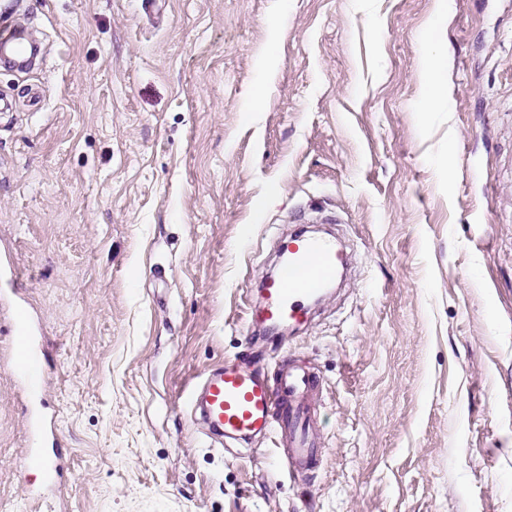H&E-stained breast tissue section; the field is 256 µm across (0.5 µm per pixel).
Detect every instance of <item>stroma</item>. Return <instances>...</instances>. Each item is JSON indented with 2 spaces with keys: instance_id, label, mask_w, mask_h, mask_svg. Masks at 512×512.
Returning a JSON list of instances; mask_svg holds the SVG:
<instances>
[{
  "instance_id": "1",
  "label": "stroma",
  "mask_w": 512,
  "mask_h": 512,
  "mask_svg": "<svg viewBox=\"0 0 512 512\" xmlns=\"http://www.w3.org/2000/svg\"><path fill=\"white\" fill-rule=\"evenodd\" d=\"M13 2L39 54L0 66V360L23 304L49 377L0 371L6 512H512V0ZM327 222L350 275L259 341L277 241ZM285 356L322 381L296 480L186 406ZM425 91L420 101L421 112H434L437 102V76L441 69V60L434 55H426L423 61Z\"/></svg>"
}]
</instances>
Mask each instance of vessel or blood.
Instances as JSON below:
<instances>
[{"label": "vessel or blood", "mask_w": 512, "mask_h": 512, "mask_svg": "<svg viewBox=\"0 0 512 512\" xmlns=\"http://www.w3.org/2000/svg\"><path fill=\"white\" fill-rule=\"evenodd\" d=\"M339 262L335 245L295 235L288 258L276 275L260 285L257 323L278 328L308 322L309 300L318 297L334 278ZM17 344L7 369L22 381L26 393L40 394L48 371L34 346L33 333L21 309H14ZM202 415L211 431L249 439L276 438L287 450L288 474L296 478L315 466L324 454L313 431V407L321 381L307 364L282 359L273 374L236 362L208 370L201 380Z\"/></svg>", "instance_id": "b4317fda"}]
</instances>
